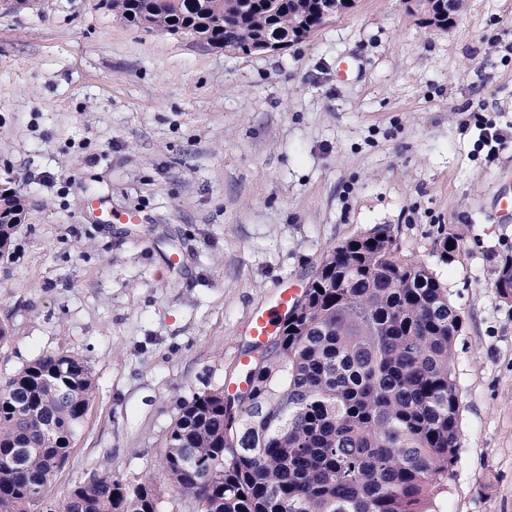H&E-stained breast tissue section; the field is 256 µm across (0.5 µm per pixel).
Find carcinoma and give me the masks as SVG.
Masks as SVG:
<instances>
[{
  "label": "carcinoma",
  "instance_id": "carcinoma-1",
  "mask_svg": "<svg viewBox=\"0 0 512 512\" xmlns=\"http://www.w3.org/2000/svg\"><path fill=\"white\" fill-rule=\"evenodd\" d=\"M130 26L251 52L254 35L312 30L325 0H103ZM462 238L440 241L454 260ZM462 317L427 266L350 239L320 261L249 388L179 407L158 473L94 470L38 496L68 461L96 394L88 362L49 352L0 380V512H160L162 478L188 512H445L461 443L453 348Z\"/></svg>",
  "mask_w": 512,
  "mask_h": 512
}]
</instances>
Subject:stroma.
<instances>
[{"label":"stroma","instance_id":"1","mask_svg":"<svg viewBox=\"0 0 512 512\" xmlns=\"http://www.w3.org/2000/svg\"><path fill=\"white\" fill-rule=\"evenodd\" d=\"M476 108L510 134L496 156ZM4 188L25 216L0 255V375L63 350L97 379L45 500L98 468L157 469L179 403L241 379L253 309L383 226L463 318L445 508L512 512V302L493 286L512 255V0H463L444 30L409 0H354L280 54L137 29L97 0H0ZM90 198L146 221L91 223Z\"/></svg>","mask_w":512,"mask_h":512}]
</instances>
